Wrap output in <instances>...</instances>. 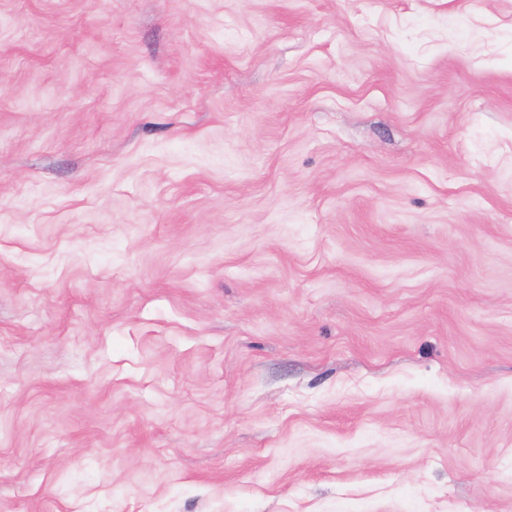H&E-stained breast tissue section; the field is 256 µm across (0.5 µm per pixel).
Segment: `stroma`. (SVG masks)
<instances>
[{"label":"stroma","mask_w":512,"mask_h":512,"mask_svg":"<svg viewBox=\"0 0 512 512\" xmlns=\"http://www.w3.org/2000/svg\"><path fill=\"white\" fill-rule=\"evenodd\" d=\"M0 512H512V0H0Z\"/></svg>","instance_id":"1"}]
</instances>
